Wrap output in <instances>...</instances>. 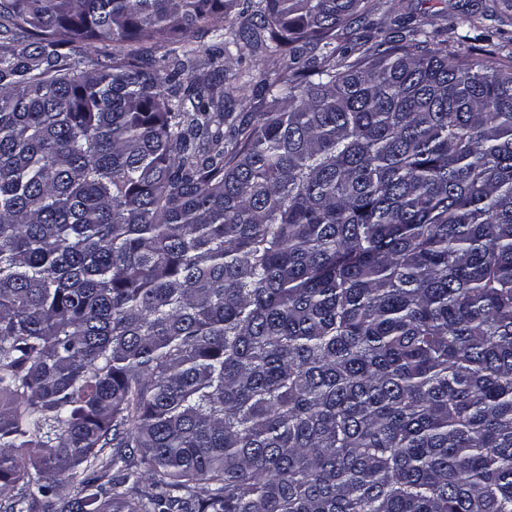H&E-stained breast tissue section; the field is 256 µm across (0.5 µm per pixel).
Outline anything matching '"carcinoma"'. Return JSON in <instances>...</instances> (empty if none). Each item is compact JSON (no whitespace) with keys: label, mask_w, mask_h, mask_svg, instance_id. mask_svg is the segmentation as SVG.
Segmentation results:
<instances>
[{"label":"carcinoma","mask_w":512,"mask_h":512,"mask_svg":"<svg viewBox=\"0 0 512 512\" xmlns=\"http://www.w3.org/2000/svg\"><path fill=\"white\" fill-rule=\"evenodd\" d=\"M372 11L0 0V512H512V63ZM236 7L228 14H214L205 23V29H220L224 32L225 40L232 41L234 34H237L244 27V19L237 15ZM224 28V30H222ZM211 35V33L204 34L202 32L195 34L191 47L201 51L199 53L201 65L196 72L183 75V80L189 81L193 77L203 76H206L207 79L210 78V74L219 70L220 78L217 77L216 80L211 81L213 83L207 92L213 94L215 98L221 96L223 92L229 93L234 102L235 112H247L249 106L256 105L260 98L259 80L262 73L274 68L276 64L279 66L282 61L268 55L264 42L252 39L248 42L238 40L237 47L230 45V52L216 60L215 65H207L208 52H205L207 49H211L210 53L217 52L218 55L216 47L213 46L215 40ZM222 64L223 67H218Z\"/></svg>","instance_id":"1"}]
</instances>
